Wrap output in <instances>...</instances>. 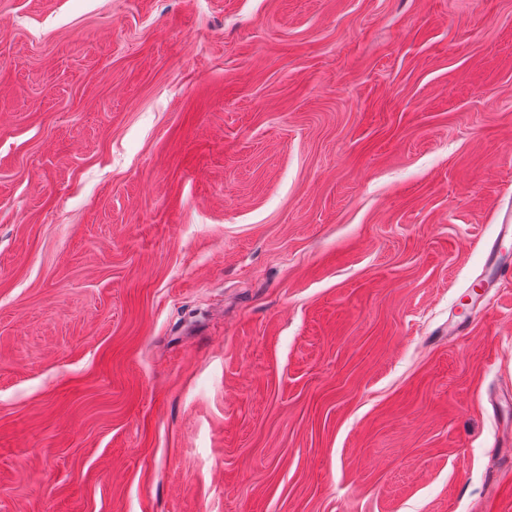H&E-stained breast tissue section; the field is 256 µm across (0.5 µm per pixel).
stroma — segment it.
<instances>
[{
    "label": "stroma",
    "instance_id": "35a3bbf8",
    "mask_svg": "<svg viewBox=\"0 0 512 512\" xmlns=\"http://www.w3.org/2000/svg\"><path fill=\"white\" fill-rule=\"evenodd\" d=\"M510 214L512 0H0V512H512ZM508 238H512V224H500L501 246L493 245L486 257V264L494 266L497 274L512 273V262L510 264L501 254V247Z\"/></svg>",
    "mask_w": 512,
    "mask_h": 512
}]
</instances>
